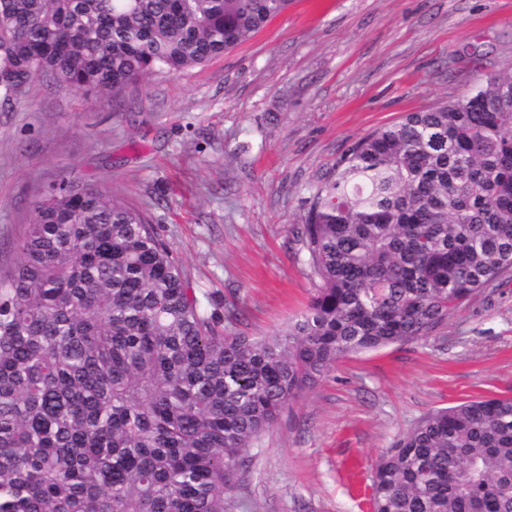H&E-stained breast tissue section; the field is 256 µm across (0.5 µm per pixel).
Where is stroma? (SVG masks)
Listing matches in <instances>:
<instances>
[{"label":"stroma","mask_w":512,"mask_h":512,"mask_svg":"<svg viewBox=\"0 0 512 512\" xmlns=\"http://www.w3.org/2000/svg\"><path fill=\"white\" fill-rule=\"evenodd\" d=\"M512 65V0H291L203 66L117 98L40 77L0 102V267L33 197L94 180L147 209L205 311L274 336L318 284L293 233L337 158ZM512 396V280L432 336L341 360L252 444L228 512H371L380 455L428 413Z\"/></svg>","instance_id":"1"}]
</instances>
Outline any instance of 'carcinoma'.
Wrapping results in <instances>:
<instances>
[{"label": "carcinoma", "mask_w": 512, "mask_h": 512, "mask_svg": "<svg viewBox=\"0 0 512 512\" xmlns=\"http://www.w3.org/2000/svg\"><path fill=\"white\" fill-rule=\"evenodd\" d=\"M290 0H0V96L115 98L241 43ZM512 66L355 141L295 233L319 280L273 337L224 333L141 209L36 195L0 269V512H226L254 440L342 358L431 335L512 276ZM373 512H512V397L433 412L382 455Z\"/></svg>", "instance_id": "cac0c4a2"}]
</instances>
